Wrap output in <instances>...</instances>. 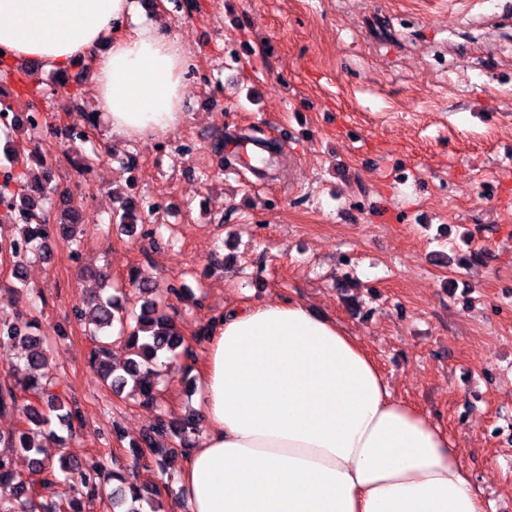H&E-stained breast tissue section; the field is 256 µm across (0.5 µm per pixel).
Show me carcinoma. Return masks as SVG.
Here are the masks:
<instances>
[{
    "mask_svg": "<svg viewBox=\"0 0 512 512\" xmlns=\"http://www.w3.org/2000/svg\"><path fill=\"white\" fill-rule=\"evenodd\" d=\"M0 162L3 182L0 183V201L7 204L1 220L12 217L17 207L24 214L26 223L20 227V237L8 240L0 238V246L8 248L16 257L33 255L46 258L48 242L56 235L73 245H79L77 227L79 217L70 216L68 222L49 224L43 207L38 202H49L55 197L51 168L48 160L40 157L42 168L40 180L31 183L22 181L23 162L5 155ZM147 217L133 200L121 203L120 210L113 212L112 221L132 231ZM129 285L142 298L140 311L129 310L121 300L112 295L95 292L74 307L77 320L93 338L91 365L110 390L129 393L145 404H158L162 400L159 389L161 371L159 358L169 368L180 358H194L193 351L173 322L167 309L171 298L179 299L183 289L169 287L165 290L129 278ZM123 342L131 352L124 373L114 374L109 360L112 339ZM22 345L25 370L21 376L12 372L0 378V413L18 414V428L5 436L0 434V447L12 452H0V487L10 489L7 499L0 498V512H85L86 506L103 495L108 477L100 463L87 468L72 462L65 455L58 458L42 455V436L52 420H57L68 434L77 432L80 410L76 401L58 390L55 368L49 362L51 345L48 338L35 332L23 333L6 317L0 318V344ZM200 419L182 415L174 417L166 412L158 415L151 430L142 438V443L130 442L137 462L149 463L161 470L170 448L168 444L182 448L192 446V436L199 432ZM28 457L32 466L44 474L41 486L29 483L14 467L13 453ZM118 484L112 487V504L125 507V512H161L159 496L170 493L172 485L163 488H145L136 482L135 476L117 475ZM65 485L64 495L54 488Z\"/></svg>",
    "mask_w": 512,
    "mask_h": 512,
    "instance_id": "carcinoma-1",
    "label": "carcinoma"
}]
</instances>
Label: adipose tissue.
<instances>
[{
  "label": "adipose tissue",
  "instance_id": "1",
  "mask_svg": "<svg viewBox=\"0 0 512 512\" xmlns=\"http://www.w3.org/2000/svg\"><path fill=\"white\" fill-rule=\"evenodd\" d=\"M94 78L91 120L127 141L183 120L187 53L140 0H0V63ZM177 473L186 512H486L446 431L396 398L364 346L306 304L230 308Z\"/></svg>",
  "mask_w": 512,
  "mask_h": 512
}]
</instances>
